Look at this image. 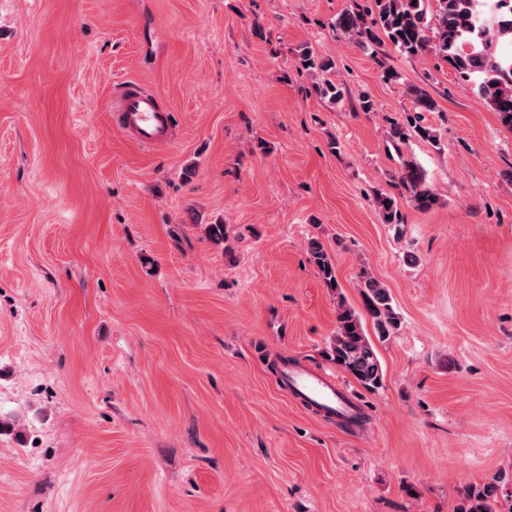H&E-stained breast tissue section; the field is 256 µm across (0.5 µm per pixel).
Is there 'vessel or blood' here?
I'll list each match as a JSON object with an SVG mask.
<instances>
[{
	"mask_svg": "<svg viewBox=\"0 0 512 512\" xmlns=\"http://www.w3.org/2000/svg\"><path fill=\"white\" fill-rule=\"evenodd\" d=\"M127 129L149 146L164 144L169 129V115L156 98L148 93L123 89L114 101ZM286 383L301 397L329 414L349 418L356 412L357 402L347 388L322 371L291 366L285 369Z\"/></svg>",
	"mask_w": 512,
	"mask_h": 512,
	"instance_id": "vessel-or-blood-1",
	"label": "vessel or blood"
}]
</instances>
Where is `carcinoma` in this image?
Segmentation results:
<instances>
[{"label": "carcinoma", "instance_id": "1", "mask_svg": "<svg viewBox=\"0 0 512 512\" xmlns=\"http://www.w3.org/2000/svg\"><path fill=\"white\" fill-rule=\"evenodd\" d=\"M334 27L363 50L377 43L379 27L399 53L408 57L431 53L441 58L456 76L474 85L501 123L512 130V57L499 53L502 44L512 45V0H371L337 16ZM300 62L314 77L333 65L308 47L302 49ZM409 93L414 111L406 114L404 121L391 123L390 141L404 144L415 136L438 142L437 131L426 123L425 117V113L436 110V101L421 86L410 87ZM395 187L419 210H430L439 204L423 170L408 154H399ZM397 196L386 192L374 195L375 206L386 224L403 223ZM203 234L212 244L224 247V254H233L224 225L206 224ZM308 251L317 274L327 287H332L337 276L331 256L317 240L309 243ZM360 293L361 314L344 300L338 301L336 332L330 337L326 357L362 388L374 393L383 385L384 371L365 324L371 322L375 335L383 342L394 335L400 317L388 288L367 271L361 275ZM501 492L499 477L470 484L464 488L456 512H495Z\"/></svg>", "mask_w": 512, "mask_h": 512}]
</instances>
